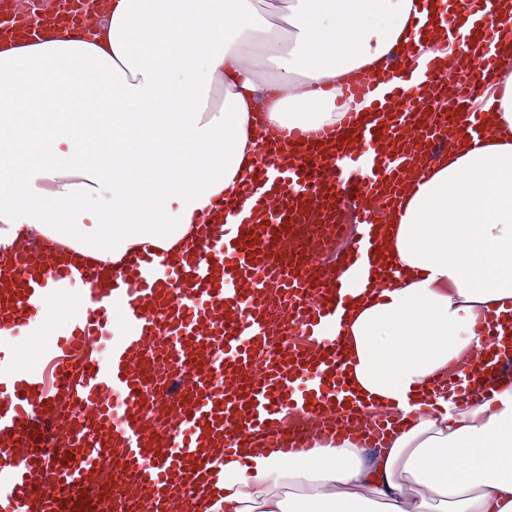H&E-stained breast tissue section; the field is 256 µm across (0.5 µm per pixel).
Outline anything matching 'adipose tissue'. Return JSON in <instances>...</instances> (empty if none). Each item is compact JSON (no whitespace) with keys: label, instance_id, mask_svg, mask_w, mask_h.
<instances>
[{"label":"adipose tissue","instance_id":"ef3b65f1","mask_svg":"<svg viewBox=\"0 0 512 512\" xmlns=\"http://www.w3.org/2000/svg\"><path fill=\"white\" fill-rule=\"evenodd\" d=\"M94 41L0 43V247L40 235L120 266L175 253L258 162L251 116L278 129L335 123L326 86L378 68L417 32L418 0H105ZM491 132L453 146L389 222L400 275L353 299L340 336L361 396L407 426L388 447L255 448L224 468L214 512H512V382L440 412L419 387L485 347L476 326L512 310V74ZM103 197L102 209L88 208ZM291 496H282L283 488Z\"/></svg>","mask_w":512,"mask_h":512}]
</instances>
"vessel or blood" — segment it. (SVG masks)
<instances>
[{
  "instance_id": "b4317fda",
  "label": "vessel or blood",
  "mask_w": 512,
  "mask_h": 512,
  "mask_svg": "<svg viewBox=\"0 0 512 512\" xmlns=\"http://www.w3.org/2000/svg\"><path fill=\"white\" fill-rule=\"evenodd\" d=\"M96 2L2 13L0 41L90 38ZM461 17L472 21L465 67L414 44L380 72L353 71L337 127L275 130L256 114L258 166L235 197L215 202L185 255L135 253L104 279L30 241L14 246V272L0 270V512H80L88 499L111 501L112 512H212L225 463L244 462L247 449L387 446L401 418L364 404L341 339L320 330L351 298L340 272L375 276L372 227L399 207L404 186L424 178L449 139L486 132L489 77L512 64L499 40L512 0H443L421 28L449 41ZM396 79L418 81L420 95L392 91ZM347 224L361 227L353 247L336 266L317 262ZM501 320L485 315L490 354L430 383L429 403L450 392L464 406L484 402L512 361ZM26 332L56 359L52 390L16 342Z\"/></svg>"
}]
</instances>
